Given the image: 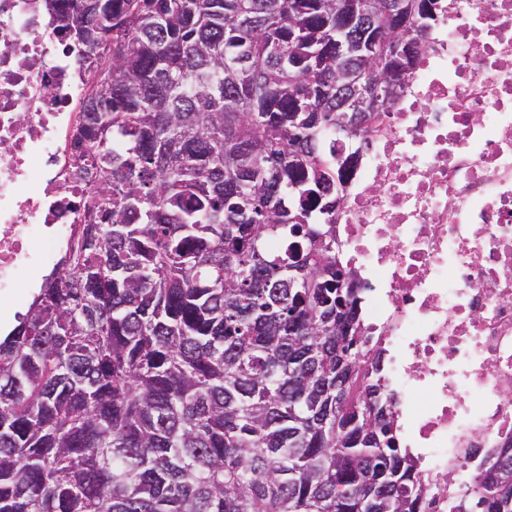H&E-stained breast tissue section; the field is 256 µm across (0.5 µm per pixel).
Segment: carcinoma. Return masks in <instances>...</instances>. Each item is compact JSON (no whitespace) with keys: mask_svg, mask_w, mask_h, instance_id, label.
Here are the masks:
<instances>
[{"mask_svg":"<svg viewBox=\"0 0 512 512\" xmlns=\"http://www.w3.org/2000/svg\"><path fill=\"white\" fill-rule=\"evenodd\" d=\"M78 2L44 8L112 71L73 142L103 228L80 226L0 336V512H421L383 351L356 339L362 290L322 287L349 171L322 138L351 107L336 0H97L71 34ZM356 2L367 41L390 0ZM421 2L399 23L426 34ZM314 45L328 63L295 69ZM475 507L512 512V447Z\"/></svg>","mask_w":512,"mask_h":512,"instance_id":"obj_1","label":"carcinoma"}]
</instances>
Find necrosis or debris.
Segmentation results:
<instances>
[{
    "mask_svg": "<svg viewBox=\"0 0 512 512\" xmlns=\"http://www.w3.org/2000/svg\"><path fill=\"white\" fill-rule=\"evenodd\" d=\"M43 0H0V323L79 224L93 174L73 140L88 76ZM336 238L369 288L398 430L456 512L512 446V0H443L401 98L346 175Z\"/></svg>",
    "mask_w": 512,
    "mask_h": 512,
    "instance_id": "obj_1",
    "label": "necrosis or debris"
}]
</instances>
